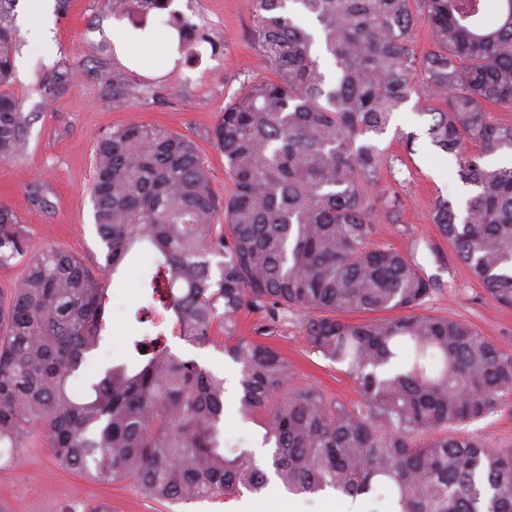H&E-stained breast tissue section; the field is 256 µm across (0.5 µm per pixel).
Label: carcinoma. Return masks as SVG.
<instances>
[{
	"mask_svg": "<svg viewBox=\"0 0 512 512\" xmlns=\"http://www.w3.org/2000/svg\"><path fill=\"white\" fill-rule=\"evenodd\" d=\"M136 19L166 0H117ZM252 40L272 76L244 84L211 138L230 184L214 190L196 143L131 121L94 151L91 201L104 263L37 246L0 204V265L22 272L0 298V449L15 460L33 429L53 454L100 485L133 478L156 500L259 494L380 493L389 512H512V448L454 428L512 410V353L466 321L419 312L439 288L415 251L373 239L391 160V116L412 97L432 102L427 135L454 156L472 193L441 198L433 224L498 304L512 307V0H254ZM428 26L433 48L410 36ZM179 49L205 40L187 19ZM13 30L0 25V86L9 84ZM333 67L326 70L323 59ZM19 104L0 92V161L20 146ZM147 246L149 304L128 361L73 390L107 331L109 275ZM249 306L275 323L303 313L307 344L345 366L361 392L346 403L293 387L275 348L236 335ZM399 310L395 317L386 311ZM369 318L351 321L347 315ZM236 365L241 411L259 418L271 464L224 450V378L179 356L215 325Z\"/></svg>",
	"mask_w": 512,
	"mask_h": 512,
	"instance_id": "obj_1",
	"label": "carcinoma"
}]
</instances>
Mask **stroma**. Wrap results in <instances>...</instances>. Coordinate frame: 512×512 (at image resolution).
<instances>
[{
    "label": "stroma",
    "mask_w": 512,
    "mask_h": 512,
    "mask_svg": "<svg viewBox=\"0 0 512 512\" xmlns=\"http://www.w3.org/2000/svg\"><path fill=\"white\" fill-rule=\"evenodd\" d=\"M172 12L195 23L206 37L193 57H175L152 37L164 29ZM253 20L252 0H171L168 11L150 14L141 29L112 0H47L36 16L29 14L26 0H0V24L11 27L17 37L14 75L6 90L21 112V146L15 156L0 162V202L28 225L37 245L67 250L90 264L102 262L90 194L94 145L131 120L194 140L215 190L227 193L224 156L209 134L244 82L270 74L252 41ZM125 33L142 40L149 71L132 69L118 59L114 42ZM65 72L72 79L64 94L46 95L45 85ZM118 86L125 97L120 104L112 96ZM424 109L414 96L390 120L384 143L399 161L383 175L382 187L397 195L401 206L396 220L378 219L375 239L402 250L416 248L424 272L440 280L442 287L428 298L426 312L467 321L496 347L512 353V308L498 305L456 261L432 222L436 199L460 197L463 185L453 157L426 136ZM399 130L417 134L414 154H407L396 139ZM151 263V254L141 253L135 268L110 283L111 328L88 357L87 379L127 360L132 339L149 332V324L138 323L135 313L147 303L141 272ZM301 320V313L289 312L271 340L294 366L297 387L314 386L347 403L358 400L359 390L342 366L307 344ZM171 345L182 357L224 378L225 450L248 449L259 464H269L271 450L262 444L257 419L240 413L238 370L224 353L222 329H214L204 345L177 338ZM461 432L493 448H512V412L491 413L462 426ZM255 499L246 492L231 501L161 505L133 479L104 486L67 469L43 433L16 463L0 469V512H98L102 507L109 512H242Z\"/></svg>",
    "instance_id": "35a3bbf8"
}]
</instances>
